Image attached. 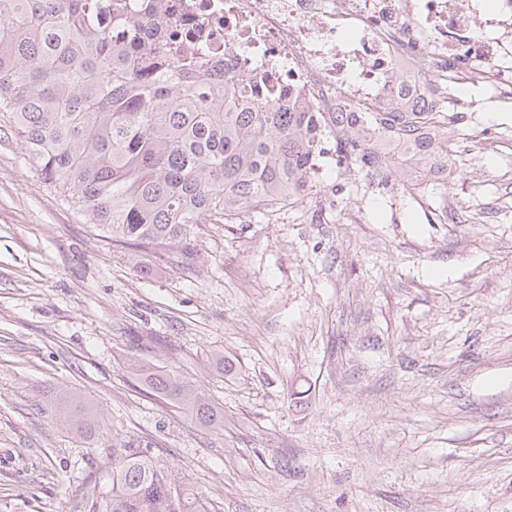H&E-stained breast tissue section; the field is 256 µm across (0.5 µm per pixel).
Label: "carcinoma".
<instances>
[{"label": "carcinoma", "mask_w": 512, "mask_h": 512, "mask_svg": "<svg viewBox=\"0 0 512 512\" xmlns=\"http://www.w3.org/2000/svg\"><path fill=\"white\" fill-rule=\"evenodd\" d=\"M128 30L116 40L112 32ZM199 42H174L149 20L131 30L126 0L104 21L90 0H0V132L60 200L112 242L147 254L177 253L193 267L195 224H230L291 204L310 189L309 158L326 122L336 156L399 175L408 194L448 162L458 121L420 112H286L253 99ZM145 389L207 426L224 417L192 384L133 361ZM50 421L86 436L97 424L70 393ZM106 512H212L203 492L178 481L146 451L112 455Z\"/></svg>", "instance_id": "obj_1"}]
</instances>
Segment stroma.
<instances>
[{
  "label": "stroma",
  "instance_id": "stroma-1",
  "mask_svg": "<svg viewBox=\"0 0 512 512\" xmlns=\"http://www.w3.org/2000/svg\"><path fill=\"white\" fill-rule=\"evenodd\" d=\"M461 126L447 183L325 169L286 208L198 225L190 270L114 246L1 138L0 512H92L130 443L213 512H512V108ZM70 391L91 437L48 418ZM130 368L145 389L154 396L173 401L203 425H223L224 417L192 382L174 375L164 367L142 364L136 360L130 364Z\"/></svg>",
  "mask_w": 512,
  "mask_h": 512
}]
</instances>
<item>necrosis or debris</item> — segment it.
Wrapping results in <instances>:
<instances>
[{
	"instance_id": "4bbe7bcc",
	"label": "necrosis or debris",
	"mask_w": 512,
	"mask_h": 512,
	"mask_svg": "<svg viewBox=\"0 0 512 512\" xmlns=\"http://www.w3.org/2000/svg\"><path fill=\"white\" fill-rule=\"evenodd\" d=\"M158 16L199 31L246 91L295 112H451L449 76L512 106V0H181Z\"/></svg>"
}]
</instances>
